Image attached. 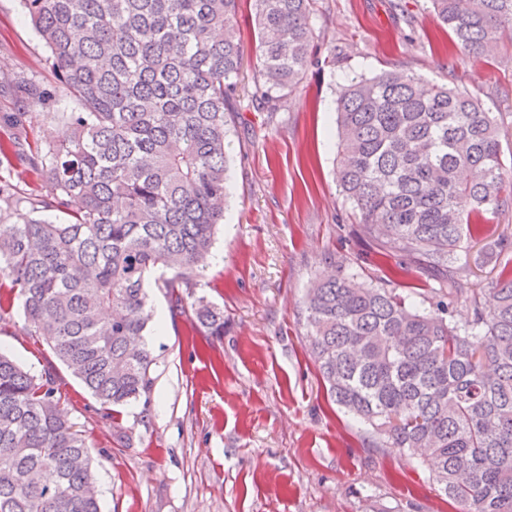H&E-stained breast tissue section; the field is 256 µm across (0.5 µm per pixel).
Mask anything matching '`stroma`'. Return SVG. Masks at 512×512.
Listing matches in <instances>:
<instances>
[{
	"label": "stroma",
	"instance_id": "1",
	"mask_svg": "<svg viewBox=\"0 0 512 512\" xmlns=\"http://www.w3.org/2000/svg\"><path fill=\"white\" fill-rule=\"evenodd\" d=\"M314 0V61L278 111L250 101L257 37L251 0H240L242 68L232 100L229 197L194 297L224 312L214 339L173 314L149 287L161 328H149V401L117 418L50 348L27 333L21 305L0 314V351L34 375L52 373L71 422L92 456L101 512H457L427 469L386 448L371 426L333 402L307 350L305 297L336 262L377 278L407 300H431L436 283L415 263L386 257L364 236L336 185L335 103L349 79L408 70L426 85L466 90L503 126L512 169V42L475 58L434 18L429 0ZM35 84L23 103L13 80ZM76 103L20 0H0V136L32 112L26 134L48 145L68 131ZM512 224V204L474 225L469 279L487 287L501 266L486 245Z\"/></svg>",
	"mask_w": 512,
	"mask_h": 512
}]
</instances>
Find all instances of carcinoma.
<instances>
[{"mask_svg":"<svg viewBox=\"0 0 512 512\" xmlns=\"http://www.w3.org/2000/svg\"><path fill=\"white\" fill-rule=\"evenodd\" d=\"M469 54L512 36V0H430ZM252 100L275 112L312 61V0H253ZM56 78L79 105L67 140L15 136L0 153L41 167L45 194L0 185V312L19 299L28 334L105 414L152 388L146 276L207 336L224 314L184 305L224 220L238 0H22ZM336 180L364 234L438 283L425 310L327 266L308 288L309 349L337 405L428 467L458 512H512V277L466 275L469 226L512 199L499 126L466 91L411 72L353 78L336 98ZM45 208L61 223L36 217ZM494 304L483 303L485 292ZM468 307L461 327L449 308ZM112 310V318L101 316ZM0 512H100L88 448L55 395L0 354Z\"/></svg>","mask_w":512,"mask_h":512,"instance_id":"cac0c4a2","label":"carcinoma"}]
</instances>
